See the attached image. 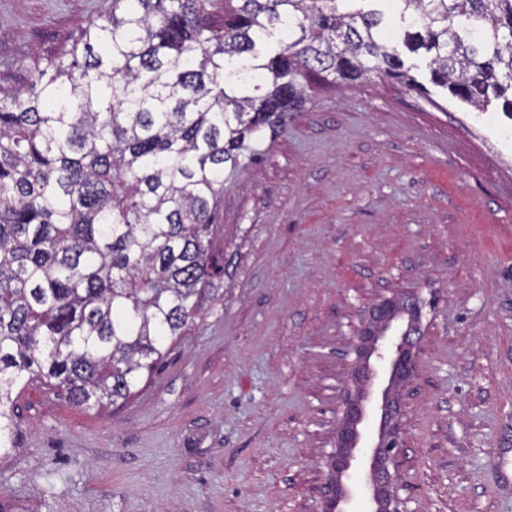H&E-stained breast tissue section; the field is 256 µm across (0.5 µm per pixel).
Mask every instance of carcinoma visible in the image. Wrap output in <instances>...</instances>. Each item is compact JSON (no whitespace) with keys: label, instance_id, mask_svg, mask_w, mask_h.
<instances>
[{"label":"carcinoma","instance_id":"carcinoma-1","mask_svg":"<svg viewBox=\"0 0 512 512\" xmlns=\"http://www.w3.org/2000/svg\"><path fill=\"white\" fill-rule=\"evenodd\" d=\"M112 0L0 89V459L14 395L129 400L191 328L223 267L225 174L312 84L429 82L512 118V0Z\"/></svg>","mask_w":512,"mask_h":512}]
</instances>
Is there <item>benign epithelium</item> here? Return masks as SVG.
Wrapping results in <instances>:
<instances>
[{"instance_id":"obj_1","label":"benign epithelium","mask_w":512,"mask_h":512,"mask_svg":"<svg viewBox=\"0 0 512 512\" xmlns=\"http://www.w3.org/2000/svg\"><path fill=\"white\" fill-rule=\"evenodd\" d=\"M425 307L406 292L364 311L353 351L355 376L365 390L343 392L320 512H352L355 501L367 503L370 512H409L399 495L403 400L395 388L416 378Z\"/></svg>"}]
</instances>
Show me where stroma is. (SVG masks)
I'll return each instance as SVG.
<instances>
[{
  "instance_id": "1",
  "label": "stroma",
  "mask_w": 512,
  "mask_h": 512,
  "mask_svg": "<svg viewBox=\"0 0 512 512\" xmlns=\"http://www.w3.org/2000/svg\"><path fill=\"white\" fill-rule=\"evenodd\" d=\"M111 0H0V85ZM225 182L224 268L192 330L125 404L39 384L0 461L7 512H319L359 313L429 306L404 397L409 512H512V120L371 77L310 90Z\"/></svg>"
}]
</instances>
